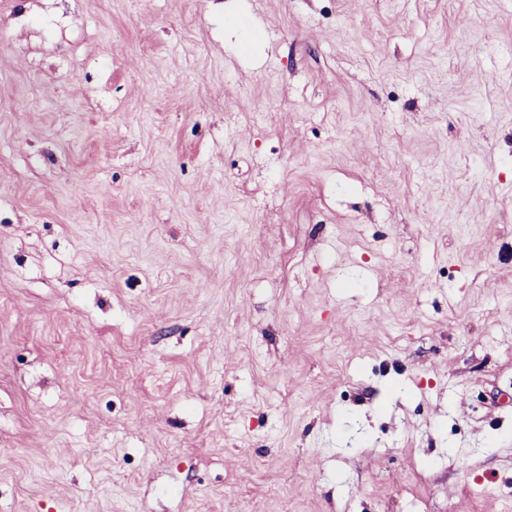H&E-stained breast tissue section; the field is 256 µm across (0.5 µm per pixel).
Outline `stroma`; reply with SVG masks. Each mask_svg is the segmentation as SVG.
I'll use <instances>...</instances> for the list:
<instances>
[{
	"label": "stroma",
	"instance_id": "35a3bbf8",
	"mask_svg": "<svg viewBox=\"0 0 512 512\" xmlns=\"http://www.w3.org/2000/svg\"><path fill=\"white\" fill-rule=\"evenodd\" d=\"M512 512V0H0V512Z\"/></svg>",
	"mask_w": 512,
	"mask_h": 512
}]
</instances>
